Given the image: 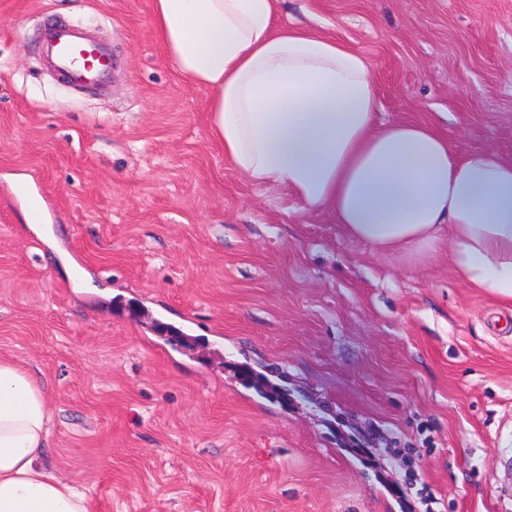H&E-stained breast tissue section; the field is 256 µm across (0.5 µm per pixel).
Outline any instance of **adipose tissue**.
Returning <instances> with one entry per match:
<instances>
[{"label":"adipose tissue","instance_id":"adipose-tissue-1","mask_svg":"<svg viewBox=\"0 0 512 512\" xmlns=\"http://www.w3.org/2000/svg\"><path fill=\"white\" fill-rule=\"evenodd\" d=\"M282 0H151L166 56L210 89L213 138L243 175L332 208L380 251L448 247L454 276L512 307V160L459 154L432 125L376 120L371 63L279 22ZM54 413L40 382L0 359V512H90L46 463Z\"/></svg>","mask_w":512,"mask_h":512}]
</instances>
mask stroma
Returning <instances> with one entry per match:
<instances>
[{
	"label": "stroma",
	"instance_id": "stroma-1",
	"mask_svg": "<svg viewBox=\"0 0 512 512\" xmlns=\"http://www.w3.org/2000/svg\"><path fill=\"white\" fill-rule=\"evenodd\" d=\"M111 84L42 55L46 16ZM369 58L376 119L512 157V0H284ZM150 0H0V358L49 387L92 512H512V309L224 157ZM25 183L29 196L16 194ZM41 222L26 213L30 197ZM47 21L45 49L56 69L74 84L103 82L112 70L111 55L85 41L74 23Z\"/></svg>",
	"mask_w": 512,
	"mask_h": 512
}]
</instances>
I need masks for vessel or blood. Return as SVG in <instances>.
Masks as SVG:
<instances>
[{
    "instance_id": "b4317fda",
    "label": "vessel or blood",
    "mask_w": 512,
    "mask_h": 512,
    "mask_svg": "<svg viewBox=\"0 0 512 512\" xmlns=\"http://www.w3.org/2000/svg\"><path fill=\"white\" fill-rule=\"evenodd\" d=\"M45 49L56 69L78 85L100 84L112 70L110 54L92 47L72 23L49 20Z\"/></svg>"
}]
</instances>
